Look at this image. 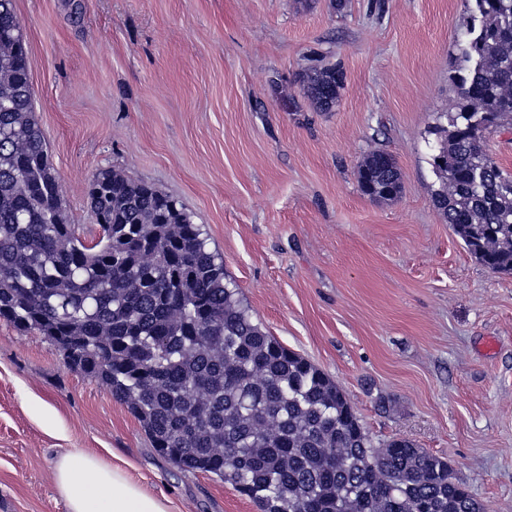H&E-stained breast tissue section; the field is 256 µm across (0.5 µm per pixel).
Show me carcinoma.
<instances>
[{
	"mask_svg": "<svg viewBox=\"0 0 512 512\" xmlns=\"http://www.w3.org/2000/svg\"><path fill=\"white\" fill-rule=\"evenodd\" d=\"M469 10L456 104L431 128L434 202L477 262L511 275L512 176L484 142L512 114V0ZM303 87L329 111L344 72L316 68ZM357 181L378 200L403 191L384 151ZM87 196L92 244L65 218L14 0H0V319L38 331L105 386L157 456L233 485L261 512H486L445 458L406 438L373 443L338 384L253 321L177 199L111 169Z\"/></svg>",
	"mask_w": 512,
	"mask_h": 512,
	"instance_id": "obj_1",
	"label": "carcinoma"
}]
</instances>
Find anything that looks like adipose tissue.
Instances as JSON below:
<instances>
[{
  "label": "adipose tissue",
  "mask_w": 512,
  "mask_h": 512,
  "mask_svg": "<svg viewBox=\"0 0 512 512\" xmlns=\"http://www.w3.org/2000/svg\"><path fill=\"white\" fill-rule=\"evenodd\" d=\"M53 480L68 512H170L167 497L148 494L122 467L80 450L60 457Z\"/></svg>",
  "instance_id": "ef3b65f1"
}]
</instances>
